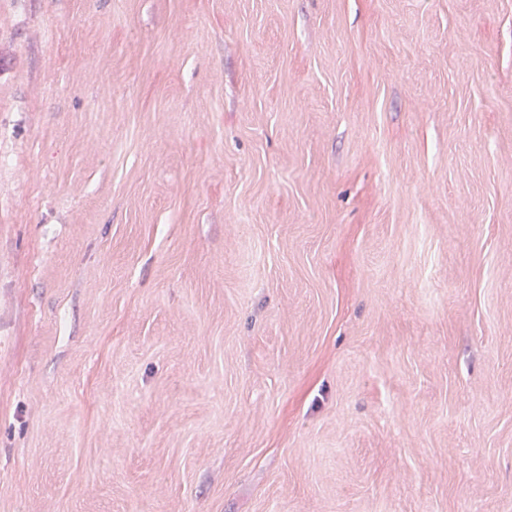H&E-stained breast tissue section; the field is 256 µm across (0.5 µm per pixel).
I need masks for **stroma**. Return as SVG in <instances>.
Wrapping results in <instances>:
<instances>
[{"instance_id": "stroma-1", "label": "stroma", "mask_w": 512, "mask_h": 512, "mask_svg": "<svg viewBox=\"0 0 512 512\" xmlns=\"http://www.w3.org/2000/svg\"><path fill=\"white\" fill-rule=\"evenodd\" d=\"M0 512H512V0H0Z\"/></svg>"}]
</instances>
